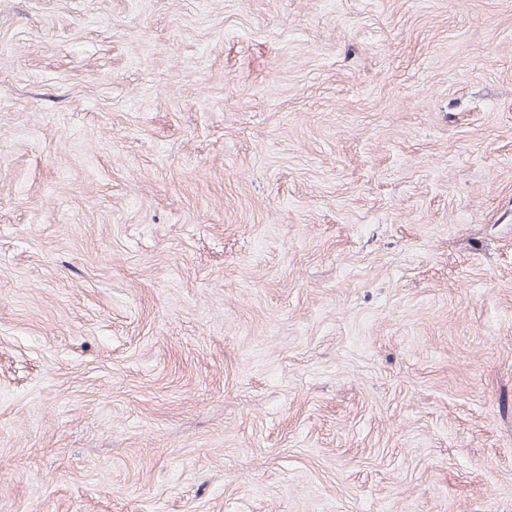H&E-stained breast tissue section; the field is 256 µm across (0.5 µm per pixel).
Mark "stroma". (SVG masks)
I'll list each match as a JSON object with an SVG mask.
<instances>
[{"label":"stroma","instance_id":"1","mask_svg":"<svg viewBox=\"0 0 512 512\" xmlns=\"http://www.w3.org/2000/svg\"><path fill=\"white\" fill-rule=\"evenodd\" d=\"M0 512H512V0H0Z\"/></svg>","mask_w":512,"mask_h":512}]
</instances>
